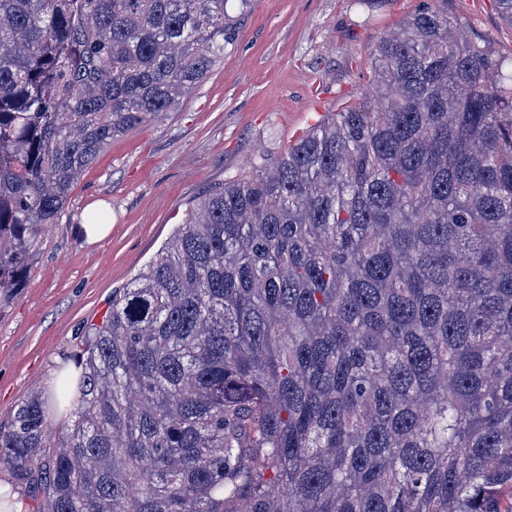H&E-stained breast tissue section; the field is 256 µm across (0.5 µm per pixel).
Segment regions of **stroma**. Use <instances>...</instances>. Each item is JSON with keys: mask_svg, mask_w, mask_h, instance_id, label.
<instances>
[{"mask_svg": "<svg viewBox=\"0 0 512 512\" xmlns=\"http://www.w3.org/2000/svg\"><path fill=\"white\" fill-rule=\"evenodd\" d=\"M423 0H229L224 56L172 112L116 137L75 181L24 288L0 311V425L33 391L74 370L84 330L115 290L155 259L176 225L259 153H277L317 121L368 99L371 53ZM465 35L512 67V26L496 0H448ZM103 211L112 226L78 230Z\"/></svg>", "mask_w": 512, "mask_h": 512, "instance_id": "1", "label": "stroma"}]
</instances>
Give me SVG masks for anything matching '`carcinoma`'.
Masks as SVG:
<instances>
[{"mask_svg":"<svg viewBox=\"0 0 512 512\" xmlns=\"http://www.w3.org/2000/svg\"><path fill=\"white\" fill-rule=\"evenodd\" d=\"M228 0H0V310L73 183L224 56ZM377 99L204 197L0 465L45 512H512V74L430 0Z\"/></svg>","mask_w":512,"mask_h":512,"instance_id":"carcinoma-1","label":"carcinoma"}]
</instances>
